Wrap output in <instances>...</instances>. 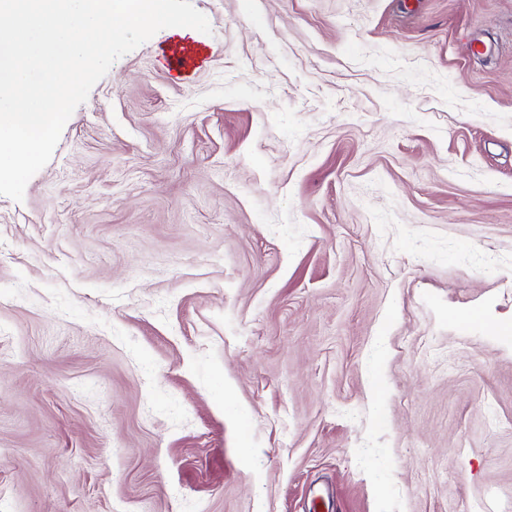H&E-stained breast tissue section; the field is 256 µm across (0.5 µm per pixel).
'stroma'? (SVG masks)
<instances>
[{
  "label": "stroma",
  "mask_w": 512,
  "mask_h": 512,
  "mask_svg": "<svg viewBox=\"0 0 512 512\" xmlns=\"http://www.w3.org/2000/svg\"><path fill=\"white\" fill-rule=\"evenodd\" d=\"M192 4L0 196V512H512V0Z\"/></svg>",
  "instance_id": "obj_1"
}]
</instances>
